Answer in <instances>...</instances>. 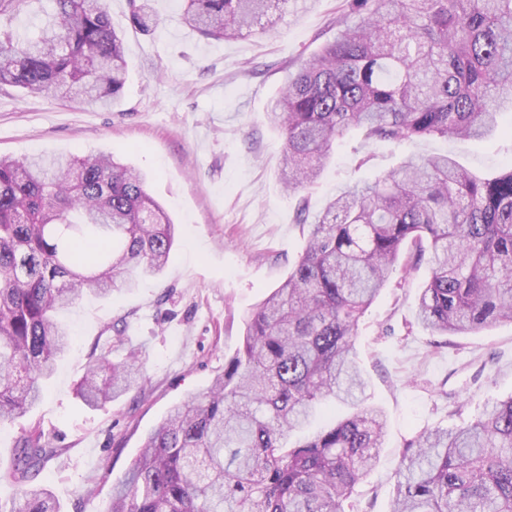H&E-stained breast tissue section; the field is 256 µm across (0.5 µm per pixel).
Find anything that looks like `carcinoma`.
Wrapping results in <instances>:
<instances>
[{"instance_id":"1","label":"carcinoma","mask_w":512,"mask_h":512,"mask_svg":"<svg viewBox=\"0 0 512 512\" xmlns=\"http://www.w3.org/2000/svg\"><path fill=\"white\" fill-rule=\"evenodd\" d=\"M44 1L38 33L2 23ZM181 2L184 23L231 40L266 31L289 0ZM130 6L136 27L157 26L150 0ZM348 13L267 112L290 194L350 134L481 138L512 107V0H349ZM125 82L106 0H0V85L116 104ZM299 221L307 238L288 277L248 316L224 372L146 437L109 512H346L385 435L355 340L405 249L429 264L418 319L431 335L512 324V164L482 177L447 155H405L319 212L301 206ZM175 242L145 175L112 155L0 158V425L39 403L70 348L56 315L139 287ZM143 381L134 351L93 352L78 393L99 407ZM336 403L353 412L289 442ZM57 454L39 428L26 432L18 503L0 512H61L30 482ZM403 461L390 512H512V396L457 429L418 433Z\"/></svg>"}]
</instances>
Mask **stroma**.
Listing matches in <instances>:
<instances>
[{"mask_svg":"<svg viewBox=\"0 0 512 512\" xmlns=\"http://www.w3.org/2000/svg\"><path fill=\"white\" fill-rule=\"evenodd\" d=\"M150 32L131 22L129 0H108L126 48L128 78L118 105L57 101L0 88V156L112 152L149 177L148 193L168 211L177 242L164 271L137 289L87 296L65 313L74 332L41 402L0 426V504L16 495V447L39 426L59 453L40 471L62 512H106L112 490L169 409L206 391L239 347L254 307L287 277L306 238L300 202L322 210L345 182L368 180L407 154H449L490 175L512 160V116L489 140L428 137L339 148L311 188L285 194L278 180L282 135L266 112L287 71L332 41L348 0H290L265 33L208 39L180 22L179 0H151ZM427 264L394 271L360 321L357 348L371 401L386 415L384 446L352 496L356 512H389L403 450L416 433L454 428L486 403L512 396V325L430 336L416 321ZM125 324L146 375L102 407L77 386L92 348Z\"/></svg>","mask_w":512,"mask_h":512,"instance_id":"obj_1","label":"stroma"}]
</instances>
